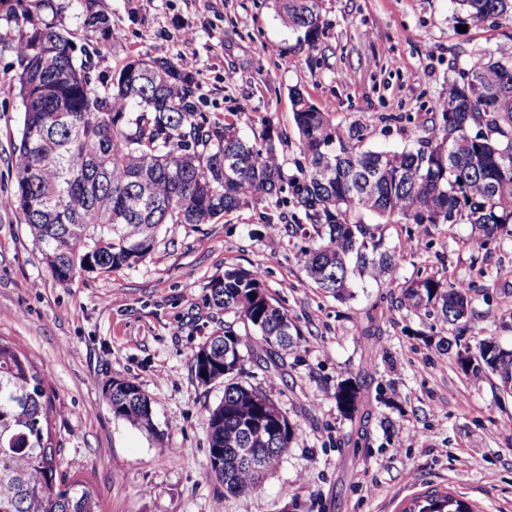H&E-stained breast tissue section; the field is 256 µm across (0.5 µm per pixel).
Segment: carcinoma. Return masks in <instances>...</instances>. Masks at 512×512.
<instances>
[{
    "label": "carcinoma",
    "instance_id": "1",
    "mask_svg": "<svg viewBox=\"0 0 512 512\" xmlns=\"http://www.w3.org/2000/svg\"><path fill=\"white\" fill-rule=\"evenodd\" d=\"M82 29L93 38L75 57L72 33L56 20L52 0H17L7 19L21 24L16 75L23 127L15 146L16 187L10 204L34 239L52 277L67 285L86 271L110 273L150 255L167 224H206L252 203L285 202L291 195L316 233L300 251L307 276L323 292L350 299L352 276L397 279L395 250L381 226L411 224L429 246L431 228L470 224L485 248L512 239V50L487 47L448 82L430 122L433 138L417 137L401 152L365 148L368 127L344 126L298 91L293 120L305 164L288 174L278 156L282 134L243 139L238 113L207 122L193 79L168 58L132 56L108 79L96 72L100 46L114 40L111 16L98 0H73ZM474 24L512 21V0H450ZM281 21L317 46L322 0H273ZM377 219L375 223L365 221ZM472 284L426 276L406 281L400 305L456 326L467 318ZM213 306L233 315L224 333L191 357L199 383L224 381V397L209 411V471L224 495L261 486L295 437L286 412L262 390L240 381L245 355L240 323L268 355L298 347L300 330L272 302L258 270L228 268L210 283ZM377 307L358 321L360 337L379 335ZM473 378L496 375L512 394V349L478 339L459 348L442 338ZM361 385L336 384V407L349 420L360 413ZM103 395L116 417L156 433L149 396L129 379H113ZM52 407L47 380L32 359L0 338V512H99L86 479L59 475L56 449L43 423ZM262 456V469L243 460ZM400 512H480L451 493L428 489Z\"/></svg>",
    "mask_w": 512,
    "mask_h": 512
}]
</instances>
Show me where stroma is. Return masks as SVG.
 <instances>
[{"label": "stroma", "instance_id": "stroma-1", "mask_svg": "<svg viewBox=\"0 0 512 512\" xmlns=\"http://www.w3.org/2000/svg\"><path fill=\"white\" fill-rule=\"evenodd\" d=\"M119 39L97 68L113 73L129 56L168 46L192 59L201 109L210 120L239 115L242 136L263 123L286 132V164L299 156L290 93L300 90L337 122L367 124L374 151L402 150L407 116L434 111L448 81L475 51L504 42L512 27L459 22L448 0H323L324 33L310 46L285 27L272 0H102ZM15 23L0 17V338L34 358L47 379L58 462L89 480L101 512H399L415 494L449 489L482 512H512V397L496 378L466 376L437 342L451 327L408 313L399 284L438 275L474 286L464 341L492 336L512 347V240L480 250L471 225H442L430 248L413 227L388 224L397 281L364 278L354 299L327 297L297 253L301 210L265 201L208 224H170L154 251L132 268L85 272L69 285L50 275L40 248L9 201L23 108ZM261 270L272 297L301 331L281 367L245 364L258 386L299 429L273 475L254 493L225 497L208 476L206 418L224 385L198 382L193 353L228 316L210 301L225 269ZM383 309L381 334L360 339L356 319ZM363 377L368 440L333 397L337 382ZM126 378L152 399L162 440L116 418L105 384ZM467 471L458 482V471Z\"/></svg>", "mask_w": 512, "mask_h": 512}]
</instances>
